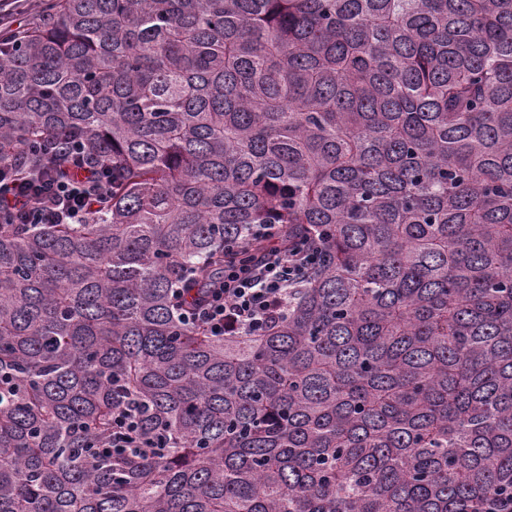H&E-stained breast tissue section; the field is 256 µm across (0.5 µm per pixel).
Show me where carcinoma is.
<instances>
[{
    "label": "carcinoma",
    "mask_w": 512,
    "mask_h": 512,
    "mask_svg": "<svg viewBox=\"0 0 512 512\" xmlns=\"http://www.w3.org/2000/svg\"><path fill=\"white\" fill-rule=\"evenodd\" d=\"M41 2L0 164L108 188L0 224V512H512V0ZM306 241L264 334L183 323Z\"/></svg>",
    "instance_id": "carcinoma-1"
}]
</instances>
